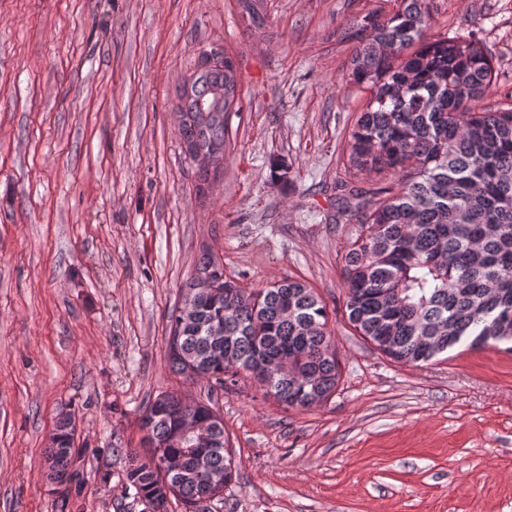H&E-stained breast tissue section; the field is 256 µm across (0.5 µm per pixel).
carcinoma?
<instances>
[{"label":"carcinoma","instance_id":"obj_1","mask_svg":"<svg viewBox=\"0 0 512 512\" xmlns=\"http://www.w3.org/2000/svg\"><path fill=\"white\" fill-rule=\"evenodd\" d=\"M348 27L356 42L348 76L369 92L348 139L354 174L416 176L355 190L362 224L345 255L346 311L351 325L398 364L426 363L462 342L473 349L508 344L512 351V110L481 105L491 92V61L472 37L428 36V0H392ZM236 64L199 76L184 101L183 141L201 149L227 143L229 107L241 112ZM224 85V111H199L211 88ZM198 323L167 352L177 373L193 371L221 388L245 371L284 409L308 408L336 389L339 361L321 298L297 281L246 290L224 278V295L198 293ZM224 361L210 363L212 349ZM280 359L267 373L258 362ZM181 397L147 404L140 427L154 444L129 461L124 485L134 499L187 503L209 486L232 482L235 463L214 423L215 448H192L177 436ZM47 448L56 476L70 480L75 421L56 420Z\"/></svg>","mask_w":512,"mask_h":512}]
</instances>
